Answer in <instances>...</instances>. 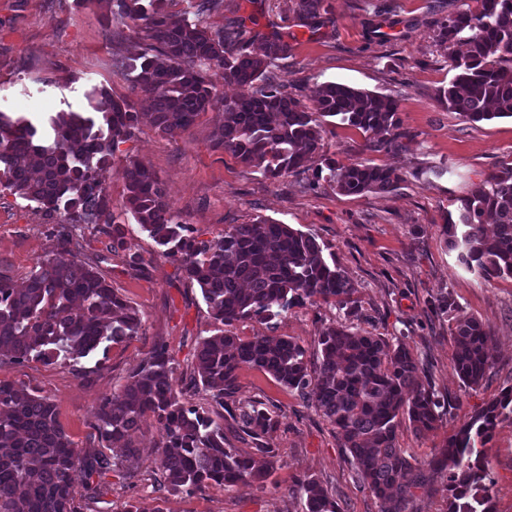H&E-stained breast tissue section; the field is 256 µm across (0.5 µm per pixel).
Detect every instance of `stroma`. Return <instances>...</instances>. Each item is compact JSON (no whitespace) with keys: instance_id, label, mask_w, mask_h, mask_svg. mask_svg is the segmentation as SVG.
<instances>
[{"instance_id":"35a3bbf8","label":"stroma","mask_w":512,"mask_h":512,"mask_svg":"<svg viewBox=\"0 0 512 512\" xmlns=\"http://www.w3.org/2000/svg\"><path fill=\"white\" fill-rule=\"evenodd\" d=\"M460 5L461 0H325L323 23L313 32L300 27L295 0H232L207 16L213 28L238 15L248 18L250 51L258 50L262 37L291 36L292 50L273 72L304 103H313L318 85L330 81L389 95L398 100L402 124L412 134L403 150L369 152L364 134L327 118L323 151L308 171L272 180L214 149L221 111L208 110L173 138L155 128L146 117L150 101L113 63L115 57L140 52L146 42L128 28L113 33L105 0H0V112L25 118L45 141L53 137L52 116L90 111L95 87L144 115L134 135L97 171L113 213L125 222L126 249L141 257L142 271L126 267L122 256L107 252L105 239L88 229L74 232L79 259L96 262L112 287L139 310V335L82 359L90 371L86 378L69 367L25 361L1 364L0 381H23L48 396L80 448L93 443L99 399L122 387L157 341H164L175 358L177 384L188 381L192 352L199 338L212 335L213 321L199 287L181 278L176 263L129 211L122 171L137 160L158 175L172 212L202 238L220 237L229 225L262 216L314 236L324 254L335 257L356 289L354 328L403 340L433 385L460 400V408L433 431L418 434L401 422L400 446L418 461L430 460L471 415L512 384V280H487L466 269L440 232L460 198L512 167V118L473 123L435 99L453 76L437 41L439 26ZM328 158L391 166L403 180L390 192L353 196L338 193L324 179L317 189H307ZM51 227L36 204L0 188V272L23 285L54 246ZM447 291L457 310L448 318L434 316L431 301ZM470 316L493 330V367L473 389L464 387L450 367L449 328ZM343 317L330 305L295 304L269 320L235 322L231 331L244 339L290 337L313 359L321 325ZM234 399L242 405L264 403L278 416L279 425L267 438L277 464L266 481L173 495L153 491L140 477L115 476L97 512H124L131 503L142 512L157 507L163 512H301L295 484L305 475L328 491L340 512H380L379 501L358 484L332 425L296 392L267 372L246 367ZM486 460L495 477V512H512V418L496 428Z\"/></svg>"}]
</instances>
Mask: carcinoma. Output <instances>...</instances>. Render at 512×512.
Returning a JSON list of instances; mask_svg holds the SVG:
<instances>
[{
	"label": "carcinoma",
	"mask_w": 512,
	"mask_h": 512,
	"mask_svg": "<svg viewBox=\"0 0 512 512\" xmlns=\"http://www.w3.org/2000/svg\"><path fill=\"white\" fill-rule=\"evenodd\" d=\"M112 24L143 32L146 52L115 66L133 75L135 86L154 104V125L173 137L190 127L199 113L217 105L223 121L213 147L232 153L243 165L276 179L305 171L323 147L322 117L367 135L365 150L399 151L408 134L401 129L395 99L337 83L319 85L308 108L271 74L291 45L281 35L267 39L258 53L245 51V19L213 29L203 17L224 8L225 0H197V20L175 21L159 6L162 0H110ZM324 0H297L300 26L313 32L321 24ZM440 25L438 40L448 50L454 77L437 90L445 109L472 122L512 118V0H475ZM158 51L159 63L148 55ZM223 70L240 94L220 98L208 71ZM96 115L59 112L52 119L50 145L34 140L35 129L22 118L0 112V186L35 202L47 217L56 213L55 246L22 288L0 272V361L79 363L104 343L139 334L137 308L120 297L95 263L77 259L73 229L79 225L107 239L106 250H125L124 224L112 213L100 189L97 170L129 140L139 113L126 102L97 92ZM329 181L344 195L387 192L403 181L386 165L358 159L347 165L327 163ZM129 210L163 255L197 285L218 332L194 348L196 370L187 386H175L172 354L155 344L133 368L127 383L100 398L93 428L101 449L73 446L50 398L24 382L0 381V512H82L80 500L98 502L108 491L107 476L135 478L140 454L135 436L145 416L161 428L158 469L150 474L155 492L193 494L210 486L233 487L262 481L274 467L224 446V420L261 440L275 426L272 412L259 405H236L238 372L261 369L312 402L336 430L340 447L355 466L357 481L381 503V512H408L415 490L441 480L448 512H495L489 487L495 478L485 461V446L499 422L512 415V385L465 422L425 464L399 447L400 420L414 432L435 429L453 401L426 381L422 362L400 340L390 342L360 333L343 321L321 327L320 355L314 365L290 337L254 336L244 340L224 331L254 316L273 318L295 302L351 309L355 288L336 259H327L314 237L288 224L258 218L232 224L224 235L203 240L170 212L166 191L155 172L139 161L123 171ZM460 222L446 220L441 234L457 260L485 278L512 279V167L460 199ZM494 227L486 236L484 226ZM456 306L452 293L430 303L443 316ZM451 367L464 387L475 388L492 368L491 328L477 318L449 328ZM204 390L219 411H199L186 394ZM123 448L114 459L104 452ZM86 475L78 491L72 474ZM305 512H339L336 502L314 479L298 481Z\"/></svg>",
	"instance_id": "cac0c4a2"
}]
</instances>
